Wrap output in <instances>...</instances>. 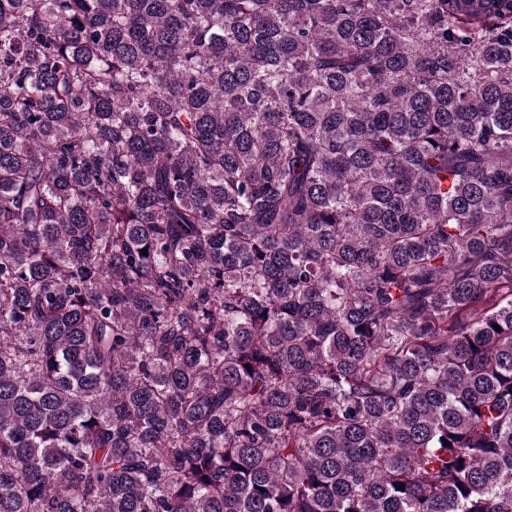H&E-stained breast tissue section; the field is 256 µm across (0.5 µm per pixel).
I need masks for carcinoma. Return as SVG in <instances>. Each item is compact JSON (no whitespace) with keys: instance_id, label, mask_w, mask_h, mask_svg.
<instances>
[{"instance_id":"carcinoma-1","label":"carcinoma","mask_w":512,"mask_h":512,"mask_svg":"<svg viewBox=\"0 0 512 512\" xmlns=\"http://www.w3.org/2000/svg\"><path fill=\"white\" fill-rule=\"evenodd\" d=\"M0 512H512V0H0Z\"/></svg>"}]
</instances>
